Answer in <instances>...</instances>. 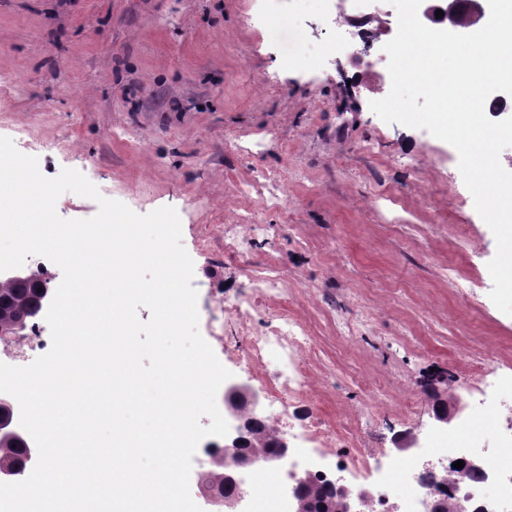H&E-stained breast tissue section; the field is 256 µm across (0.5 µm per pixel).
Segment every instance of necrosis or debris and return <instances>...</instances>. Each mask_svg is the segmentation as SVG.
<instances>
[{
  "instance_id": "necrosis-or-debris-1",
  "label": "necrosis or debris",
  "mask_w": 512,
  "mask_h": 512,
  "mask_svg": "<svg viewBox=\"0 0 512 512\" xmlns=\"http://www.w3.org/2000/svg\"><path fill=\"white\" fill-rule=\"evenodd\" d=\"M224 311L245 319L261 316V325L252 329L236 362L246 372L266 363L276 367L270 389L262 393L267 406L258 419L275 431H287L294 441L282 465L289 483L302 478L332 484L349 475L352 492L368 494L364 512H434L446 493L468 498L472 512H512V427L501 425L503 411L512 410V372L490 380L476 377L477 404L456 431H432L422 447L386 455L384 462L372 467L365 457L341 454L351 433L335 430L323 419L309 420L297 431L291 427L289 406L310 397L305 356L312 341L305 325L270 309L257 310L253 299L225 300ZM46 344L40 326H32L22 335L0 340V362L27 365ZM479 420L486 433H472ZM471 459L478 461L480 474L456 468V461ZM266 472L262 466L243 473L234 487V501L249 500L250 512H294L288 492L266 489Z\"/></svg>"
}]
</instances>
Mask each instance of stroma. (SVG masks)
<instances>
[{
  "label": "stroma",
  "mask_w": 512,
  "mask_h": 512,
  "mask_svg": "<svg viewBox=\"0 0 512 512\" xmlns=\"http://www.w3.org/2000/svg\"><path fill=\"white\" fill-rule=\"evenodd\" d=\"M272 9L264 19L253 0H0V136L46 177L75 169L135 213L176 209L199 332L220 362V337L249 329L224 317L225 299L275 268L283 288L266 306L302 321L315 347L299 416L357 431L353 447L369 454L412 445L434 423L430 372L468 406L474 372L512 368V317L480 289L495 237L456 149L370 110L382 93L337 46L333 16L300 19L291 47L316 59L288 63L269 34L293 2ZM273 183L287 203L268 211ZM249 215L274 235L225 254L218 225ZM362 311L368 330L337 333L338 318Z\"/></svg>",
  "instance_id": "stroma-1"
}]
</instances>
